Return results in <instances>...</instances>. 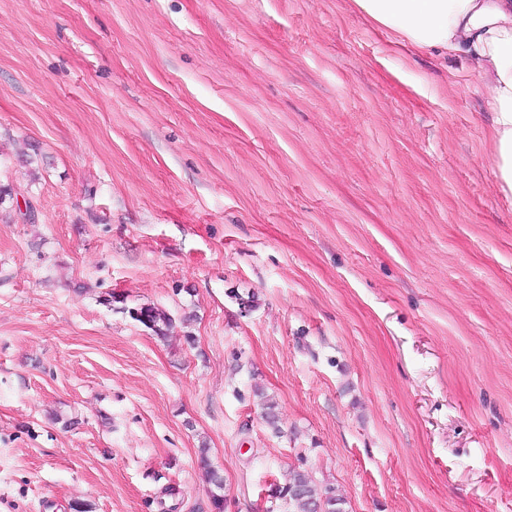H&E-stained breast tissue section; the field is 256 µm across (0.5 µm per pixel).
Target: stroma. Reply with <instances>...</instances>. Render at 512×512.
<instances>
[{"mask_svg": "<svg viewBox=\"0 0 512 512\" xmlns=\"http://www.w3.org/2000/svg\"><path fill=\"white\" fill-rule=\"evenodd\" d=\"M491 128L352 0H0V512H213L203 443L224 512H512ZM127 311L133 320L162 338L168 335L173 326L172 317L155 305L142 304L139 307H131ZM199 463L204 470L208 484L212 487V507L220 512L224 502V478L219 469L214 467L208 457V448L199 449ZM274 498L285 500L293 507V512H346L345 499L333 487L320 488L304 470L294 469L288 483L273 490Z\"/></svg>", "mask_w": 512, "mask_h": 512, "instance_id": "35a3bbf8", "label": "stroma"}]
</instances>
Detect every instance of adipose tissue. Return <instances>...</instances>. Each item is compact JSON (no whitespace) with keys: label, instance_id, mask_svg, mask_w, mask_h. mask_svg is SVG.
<instances>
[{"label":"adipose tissue","instance_id":"adipose-tissue-1","mask_svg":"<svg viewBox=\"0 0 512 512\" xmlns=\"http://www.w3.org/2000/svg\"><path fill=\"white\" fill-rule=\"evenodd\" d=\"M399 42L463 60L493 114L499 187L512 194V0H354Z\"/></svg>","mask_w":512,"mask_h":512}]
</instances>
